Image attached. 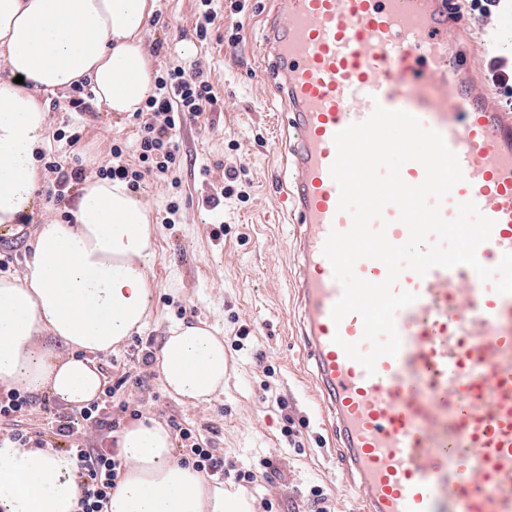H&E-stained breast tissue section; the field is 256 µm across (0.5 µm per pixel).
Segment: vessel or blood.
<instances>
[{
  "instance_id": "obj_1",
  "label": "vessel or blood",
  "mask_w": 512,
  "mask_h": 512,
  "mask_svg": "<svg viewBox=\"0 0 512 512\" xmlns=\"http://www.w3.org/2000/svg\"><path fill=\"white\" fill-rule=\"evenodd\" d=\"M281 2L263 47L294 116L302 336L359 512H512V294L466 265L404 271L394 289L417 299L395 314L401 348L370 374L333 341L370 349L358 315L334 323L342 287L322 253L331 230L351 226L330 175L334 136L381 106L442 134L464 175L442 215L471 201L494 220L477 258L497 266L512 253V117L487 100L454 47L446 0ZM421 69L425 89L407 94V74Z\"/></svg>"
}]
</instances>
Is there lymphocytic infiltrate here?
<instances>
[{
	"instance_id": "1",
	"label": "lymphocytic infiltrate",
	"mask_w": 512,
	"mask_h": 512,
	"mask_svg": "<svg viewBox=\"0 0 512 512\" xmlns=\"http://www.w3.org/2000/svg\"><path fill=\"white\" fill-rule=\"evenodd\" d=\"M216 101L211 82L199 63L170 67L155 81V93L146 103V118L140 125L138 159L140 168L126 163L121 146H113L112 163L101 168L100 176L126 182L140 188L145 174L165 176L179 158L177 133L186 121L210 110ZM115 394L106 387L99 400L88 406L58 411L50 417V431L56 440L54 450L70 458L76 467L80 488L77 512H107L114 490L119 485L125 460L118 448L120 419L112 417L107 407ZM29 394L17 389L0 392V420L6 422L5 439L16 447H45L42 438L31 437L21 422L31 412ZM181 446L177 459L191 464L212 480H223L227 473L223 454L203 447L193 429H180Z\"/></svg>"
}]
</instances>
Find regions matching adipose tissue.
<instances>
[{
  "mask_svg": "<svg viewBox=\"0 0 512 512\" xmlns=\"http://www.w3.org/2000/svg\"><path fill=\"white\" fill-rule=\"evenodd\" d=\"M156 0H0V230L38 204L47 115L38 94L88 81L110 112L140 111L153 92L143 31ZM73 222L40 225L23 276L0 274V387L50 392L84 406L103 375L94 356L117 350L145 324L156 226L127 185L88 180ZM166 391L184 402L224 390V342L205 323L172 326L159 353ZM127 462L108 512H255L173 456L170 431L145 417L124 426ZM73 463L49 448L0 443V512H75Z\"/></svg>",
  "mask_w": 512,
  "mask_h": 512,
  "instance_id": "adipose-tissue-1",
  "label": "adipose tissue"
}]
</instances>
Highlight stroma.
<instances>
[{
  "label": "stroma",
  "instance_id": "obj_1",
  "mask_svg": "<svg viewBox=\"0 0 512 512\" xmlns=\"http://www.w3.org/2000/svg\"><path fill=\"white\" fill-rule=\"evenodd\" d=\"M472 49H481L479 30L498 29L502 48L512 52V14L483 18L447 0ZM232 0H219V18L206 37L196 31L199 0H158L144 34V47L159 76L176 64L200 63L210 73L217 96L211 111L185 122L179 131L180 163L162 183L146 180L138 192L157 221L154 253L148 260L156 285L147 323L96 363L106 384H115L135 359L141 341L161 349L177 322L208 323L224 338V392L190 405L169 395L160 375L147 379L150 395L144 414L169 426L198 428L209 447L219 449L234 470L259 473L249 484L225 477L224 487L241 491L256 512H312L310 490L323 488L332 512H351L346 478L336 464L334 443L325 428L312 383V369L295 332L301 318L297 303L298 244L281 196L290 188L288 110L264 80L260 50L262 19L276 0H245L233 13ZM75 90L39 95L47 113L45 148L60 161L79 163L87 173L106 164L113 143H123L129 162L139 122L114 116L94 97L72 107ZM79 133L72 144L58 132ZM235 167L237 195L210 206L208 199ZM57 185L44 175L37 191L42 204L25 232L0 236L7 270L23 275L40 224L63 219L65 206L48 198ZM174 223H166L170 205Z\"/></svg>",
  "mask_w": 512,
  "mask_h": 512
}]
</instances>
